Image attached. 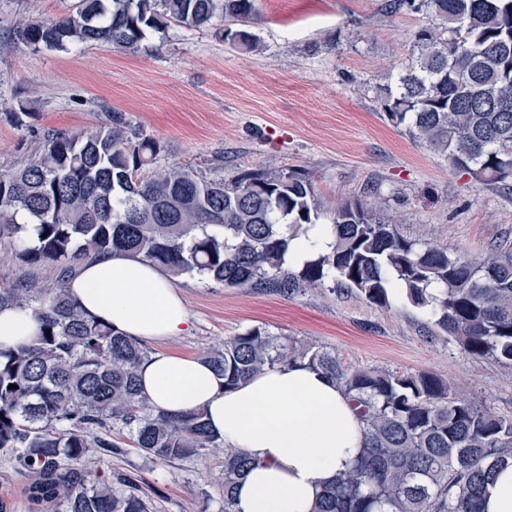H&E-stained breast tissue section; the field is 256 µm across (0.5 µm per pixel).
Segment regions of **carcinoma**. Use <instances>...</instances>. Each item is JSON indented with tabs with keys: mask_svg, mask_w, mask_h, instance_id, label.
<instances>
[{
	"mask_svg": "<svg viewBox=\"0 0 512 512\" xmlns=\"http://www.w3.org/2000/svg\"><path fill=\"white\" fill-rule=\"evenodd\" d=\"M384 9L438 22L414 32L415 52L392 85L376 88L385 116L448 166L484 187L512 182V0H386ZM254 0H78L62 18L32 15L14 32L34 48L98 45L135 52L170 25L224 26V38L257 46L243 25ZM159 147L115 117L84 136L50 130L34 156L0 171V243L27 268L0 288V309L41 320L30 342L0 350V458L23 469L27 500L48 512H152L136 476L91 477L85 463L125 452L185 462L224 452L223 512L254 465L215 436L204 413L178 417L141 396L150 353L86 314L68 291L80 265L128 251L171 279L196 272L226 288L293 295L332 282L387 306L388 289L428 308L469 355L512 364V247L478 259L401 236L360 201L334 210L332 252L286 267L291 241L319 219L311 179L293 169L247 170L208 179L189 167L156 171ZM204 361L224 390L277 366L303 363L336 382L365 429V448L315 512H484L493 470L512 457V418L452 392L428 372L353 369L328 350L290 346L252 328ZM17 388L11 389L9 385Z\"/></svg>",
	"mask_w": 512,
	"mask_h": 512,
	"instance_id": "1",
	"label": "carcinoma"
}]
</instances>
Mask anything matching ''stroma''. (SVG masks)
<instances>
[{
  "instance_id": "35a3bbf8",
  "label": "stroma",
  "mask_w": 512,
  "mask_h": 512,
  "mask_svg": "<svg viewBox=\"0 0 512 512\" xmlns=\"http://www.w3.org/2000/svg\"><path fill=\"white\" fill-rule=\"evenodd\" d=\"M384 3L256 0L249 29L257 50L229 44L213 27L173 25L125 52L12 43L20 20L65 16L77 0H0V168L28 161L38 133H86L115 115L159 144L158 168L189 165L214 178L288 167L313 181L325 207L320 223H329L339 202L359 200L406 238L488 256L512 241V185L475 184L383 116L374 87L396 80L413 31L430 22L419 13H388ZM19 110L28 114L22 128L12 118ZM175 286L191 328L148 342L151 353L198 357L259 327L326 349L353 368L434 373L457 394L512 417V365L470 356L429 309L398 293L379 308L326 285L287 298L193 273ZM222 466L217 453L165 465L130 448L91 469L103 479L136 474L152 512H200L205 491L213 497L210 512H220Z\"/></svg>"
}]
</instances>
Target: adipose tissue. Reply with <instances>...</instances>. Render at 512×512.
<instances>
[{"mask_svg": "<svg viewBox=\"0 0 512 512\" xmlns=\"http://www.w3.org/2000/svg\"><path fill=\"white\" fill-rule=\"evenodd\" d=\"M70 292L89 315L133 338L170 339L189 327L178 289L129 253L85 262ZM39 330L31 310H0V348ZM139 378L151 405L172 415L204 410L213 432L254 460L234 489L233 512H312L365 446L364 427L336 383L303 364L265 371L228 391L203 360L158 354L142 364Z\"/></svg>", "mask_w": 512, "mask_h": 512, "instance_id": "adipose-tissue-1", "label": "adipose tissue"}]
</instances>
